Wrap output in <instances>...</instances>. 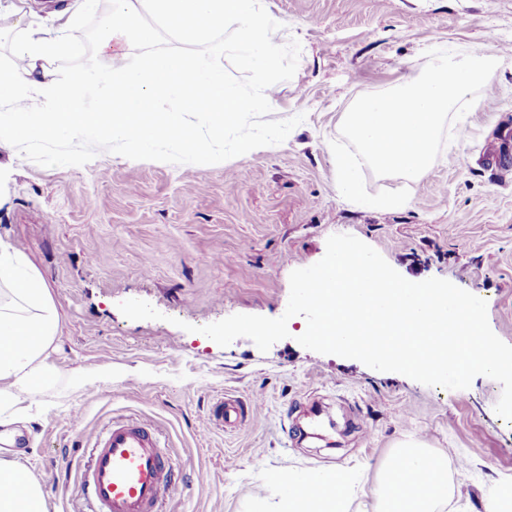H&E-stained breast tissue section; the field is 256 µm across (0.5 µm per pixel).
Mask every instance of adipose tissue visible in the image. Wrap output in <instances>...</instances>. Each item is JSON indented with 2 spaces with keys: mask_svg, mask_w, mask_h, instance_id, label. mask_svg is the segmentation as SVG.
Listing matches in <instances>:
<instances>
[{
  "mask_svg": "<svg viewBox=\"0 0 512 512\" xmlns=\"http://www.w3.org/2000/svg\"><path fill=\"white\" fill-rule=\"evenodd\" d=\"M237 27L243 59L266 71L276 56L280 33L261 0H112L99 32L104 70L77 69L60 78L51 62L68 49V39L26 33L14 41L11 60L0 62V143L15 147L39 141L75 142L96 135L126 144L134 153L150 152L162 139H178L188 116L208 113L211 125L199 128L195 151L209 157L216 130L225 117L254 112L273 101L271 83L244 97L224 80L208 58L176 52L132 54V43L152 42L160 31L189 44L211 42L220 25ZM96 87L108 95L105 109L86 107L81 92ZM38 99L42 111H32ZM176 104L173 112L161 102ZM59 315L49 286L25 252L0 239V438L13 443L26 422L28 401L56 378L49 362ZM20 480L16 494H0V512H47L38 482L24 466L0 459V479ZM352 475L348 470L316 471L304 479L281 481L277 512H345ZM374 512H437L449 496L448 458L425 442L401 444L386 463L374 489Z\"/></svg>",
  "mask_w": 512,
  "mask_h": 512,
  "instance_id": "obj_1",
  "label": "adipose tissue"
}]
</instances>
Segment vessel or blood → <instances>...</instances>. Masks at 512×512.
<instances>
[{
    "label": "vessel or blood",
    "instance_id": "obj_1",
    "mask_svg": "<svg viewBox=\"0 0 512 512\" xmlns=\"http://www.w3.org/2000/svg\"><path fill=\"white\" fill-rule=\"evenodd\" d=\"M243 403L219 399L213 417L222 427L240 423ZM88 461L76 464L65 459V466H78L83 495L93 504V512H162L179 486L173 466L163 451L156 425L138 419L115 420L91 436Z\"/></svg>",
    "mask_w": 512,
    "mask_h": 512
}]
</instances>
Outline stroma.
I'll use <instances>...</instances> for the list:
<instances>
[{
	"instance_id": "35a3bbf8",
	"label": "stroma",
	"mask_w": 512,
	"mask_h": 512,
	"mask_svg": "<svg viewBox=\"0 0 512 512\" xmlns=\"http://www.w3.org/2000/svg\"><path fill=\"white\" fill-rule=\"evenodd\" d=\"M79 37L57 58L59 76L101 65L96 32L109 0H70ZM283 47L266 74L234 48L235 29L209 45L160 34L157 49L221 63L248 93L275 84L273 104L245 121L268 145L247 156H193L190 144L153 156L96 137L37 143L11 164L0 145V237L21 247L46 279L60 315L50 352L57 382L15 452L47 512H88L76 470L47 475L57 452L82 460L90 436L115 417L156 422L183 488L165 512H269L281 479L345 468L367 476L347 502L369 512L375 480L407 438L447 455L452 495L444 512H484L497 481L512 477V423L494 412L499 382L427 386L355 359L302 347L303 317L260 351L240 337L222 347L200 326L234 314L280 317L292 271L322 259L326 240L350 234L404 278L437 277L483 298L493 332L512 345V172L488 163L496 131L512 125V0H264ZM452 45L502 62L459 121L467 139L446 143L426 178L364 170L370 193L408 189L382 213L339 197L330 147L340 116L361 95L422 71L425 53ZM140 299L158 320H131ZM195 325L187 332L185 324ZM102 376L78 380L92 368ZM231 395L249 408L227 429L213 405Z\"/></svg>"
}]
</instances>
